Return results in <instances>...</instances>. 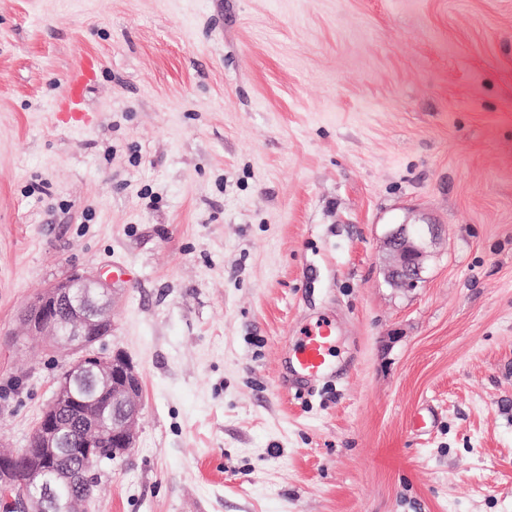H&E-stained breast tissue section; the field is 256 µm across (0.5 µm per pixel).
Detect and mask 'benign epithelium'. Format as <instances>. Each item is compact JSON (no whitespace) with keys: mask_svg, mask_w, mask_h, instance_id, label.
<instances>
[{"mask_svg":"<svg viewBox=\"0 0 512 512\" xmlns=\"http://www.w3.org/2000/svg\"><path fill=\"white\" fill-rule=\"evenodd\" d=\"M440 232L439 224L396 225L383 239L387 281L408 290L424 282ZM115 299L111 281L73 272L46 287L22 315L26 330L79 354L58 379L32 433V447L41 450L33 469L34 490H21L11 481L19 455L0 450V493L10 501L20 496L24 512H72L70 503L56 497L59 451L82 460L87 479L93 481L91 465L103 456L101 440L112 441L116 448L134 445L143 409L140 376L123 356L94 350L100 337L112 335Z\"/></svg>","mask_w":512,"mask_h":512,"instance_id":"7a95c632","label":"benign epithelium"}]
</instances>
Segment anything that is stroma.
<instances>
[{
	"label": "stroma",
	"mask_w": 512,
	"mask_h": 512,
	"mask_svg": "<svg viewBox=\"0 0 512 512\" xmlns=\"http://www.w3.org/2000/svg\"><path fill=\"white\" fill-rule=\"evenodd\" d=\"M116 262L143 411L84 512H512V0H0V446L75 359L22 311ZM95 78L96 64L92 60L82 61L68 71L64 94L55 107L60 119L87 118L84 112L85 91ZM440 232L441 225L438 224H396L383 239L387 281L408 290L425 282L428 261ZM335 334L336 328L328 317L303 329V336L289 356L291 371L297 379L313 381L331 371Z\"/></svg>",
	"instance_id": "35a3bbf8"
}]
</instances>
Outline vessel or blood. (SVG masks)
Masks as SVG:
<instances>
[{
  "label": "vessel or blood",
  "instance_id": "vessel-or-blood-1",
  "mask_svg": "<svg viewBox=\"0 0 512 512\" xmlns=\"http://www.w3.org/2000/svg\"><path fill=\"white\" fill-rule=\"evenodd\" d=\"M96 77V64L85 60L73 66L66 75V88L58 100L55 112L67 120L84 114L85 91ZM336 328L329 318H319L307 325L290 355L293 375L303 381H313L331 371L335 350Z\"/></svg>",
  "mask_w": 512,
  "mask_h": 512
}]
</instances>
